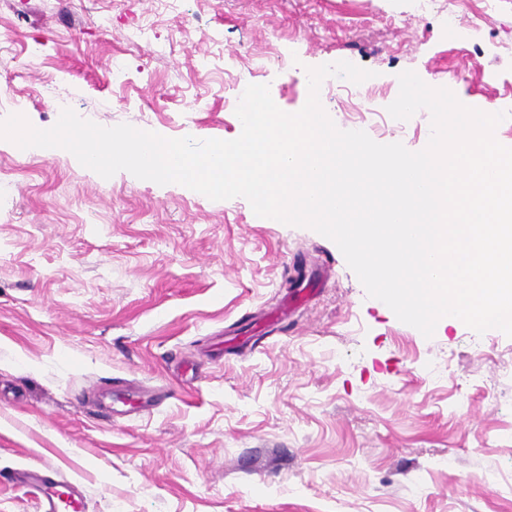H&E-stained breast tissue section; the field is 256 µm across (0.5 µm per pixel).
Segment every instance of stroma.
I'll use <instances>...</instances> for the list:
<instances>
[{
	"label": "stroma",
	"instance_id": "1",
	"mask_svg": "<svg viewBox=\"0 0 512 512\" xmlns=\"http://www.w3.org/2000/svg\"><path fill=\"white\" fill-rule=\"evenodd\" d=\"M456 14L476 40L411 0H0V120L48 129L63 105L232 140L234 79L283 66L262 79L295 113L336 59L373 73L321 88L339 129L424 149L430 113L387 112L412 70L507 112L512 147V0ZM44 464L82 484L83 512H512V338H425L332 240L245 198L0 140V512H37L10 476Z\"/></svg>",
	"mask_w": 512,
	"mask_h": 512
}]
</instances>
